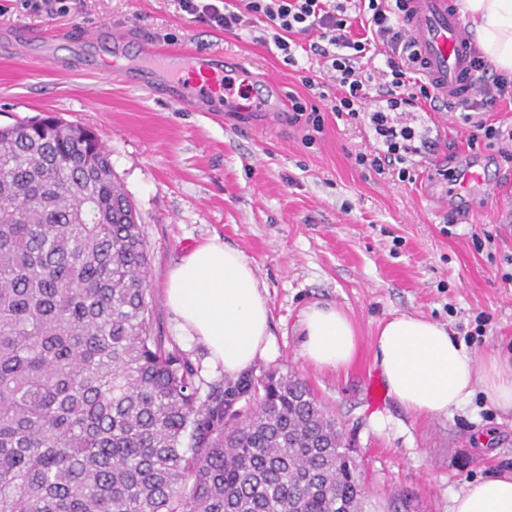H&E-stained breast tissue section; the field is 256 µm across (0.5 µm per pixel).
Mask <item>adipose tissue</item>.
<instances>
[{"label":"adipose tissue","instance_id":"1","mask_svg":"<svg viewBox=\"0 0 512 512\" xmlns=\"http://www.w3.org/2000/svg\"><path fill=\"white\" fill-rule=\"evenodd\" d=\"M481 52L512 75V0H458ZM166 304L186 336L203 343L213 364L236 378L273 350L267 288L239 249L211 239L185 252L171 268ZM301 358L336 371L355 359L359 338L340 308L313 304L300 320ZM373 363L397 403L414 415L443 416L483 393L512 412V356L476 361L444 323L399 314L378 331ZM451 512H512V470L469 485L452 499Z\"/></svg>","mask_w":512,"mask_h":512}]
</instances>
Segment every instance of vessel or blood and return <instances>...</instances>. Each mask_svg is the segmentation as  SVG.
Returning a JSON list of instances; mask_svg holds the SVG:
<instances>
[{
    "instance_id": "1",
    "label": "vessel or blood",
    "mask_w": 512,
    "mask_h": 512,
    "mask_svg": "<svg viewBox=\"0 0 512 512\" xmlns=\"http://www.w3.org/2000/svg\"><path fill=\"white\" fill-rule=\"evenodd\" d=\"M408 34L414 45L416 66L431 84L440 103L475 95L478 72L473 65L475 47L463 20L451 0H406ZM144 64L139 82L149 86L158 80L170 83L172 100L181 107L219 104L225 97L224 79L231 76L247 88L245 97L233 101L240 112H261L267 123L280 121L281 103H273L257 88L256 76L245 64L234 59L197 52H157L151 41L140 46ZM476 169L432 194L435 209L441 213L459 208L461 193L470 183L480 181Z\"/></svg>"
}]
</instances>
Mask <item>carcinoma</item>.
<instances>
[{"instance_id":"cac0c4a2","label":"carcinoma","mask_w":512,"mask_h":512,"mask_svg":"<svg viewBox=\"0 0 512 512\" xmlns=\"http://www.w3.org/2000/svg\"><path fill=\"white\" fill-rule=\"evenodd\" d=\"M148 274L94 133L0 128V512H363L360 464L308 386L271 371L201 395L152 332Z\"/></svg>"}]
</instances>
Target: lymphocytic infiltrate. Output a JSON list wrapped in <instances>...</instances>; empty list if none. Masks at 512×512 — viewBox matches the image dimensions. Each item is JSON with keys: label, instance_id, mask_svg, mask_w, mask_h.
Wrapping results in <instances>:
<instances>
[{"label": "lymphocytic infiltrate", "instance_id": "lymphocytic-infiltrate-1", "mask_svg": "<svg viewBox=\"0 0 512 512\" xmlns=\"http://www.w3.org/2000/svg\"><path fill=\"white\" fill-rule=\"evenodd\" d=\"M184 12L227 32L264 22L282 61L297 66L296 38L310 37L309 50L318 56L325 73L341 91L330 95L325 83L302 77L306 89L317 92L331 111L355 118L366 114L378 145L357 153V164L377 173L395 172L399 181L410 180L407 165L417 154L415 128L395 118L424 102H436L430 84L416 74L415 51L402 20L404 0H181ZM361 24L365 39L352 37L354 24ZM387 48L386 68L372 72L362 66L370 48ZM474 65L480 73L481 97L461 100L460 108L488 112L504 98L512 99V77L489 73L483 56Z\"/></svg>", "mask_w": 512, "mask_h": 512}]
</instances>
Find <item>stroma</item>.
<instances>
[{
	"label": "stroma",
	"instance_id": "obj_1",
	"mask_svg": "<svg viewBox=\"0 0 512 512\" xmlns=\"http://www.w3.org/2000/svg\"><path fill=\"white\" fill-rule=\"evenodd\" d=\"M136 34L115 59L112 26ZM71 31L54 52L76 57L75 71L0 53V126L51 113L92 130L141 220L150 254L148 300L154 330L199 369L202 390L225 382L206 347L183 336L165 301L170 269L186 249L219 238L252 261L269 294L274 352L249 369L304 379L343 426L363 464L365 512H393L411 497L413 512H450L455 492L512 468V413L476 394L446 416H416L390 395L373 400V342L400 313L448 324L477 357L512 350V162L499 145L470 142L475 121L512 127V100L494 111H448L447 124L417 156L413 182L357 166L374 145L367 125L324 113L313 143L288 120L267 128L259 112H208L177 106L128 81L140 59L138 35L165 48L221 52L271 72L282 94L308 97L298 67L274 44L248 31L229 34L196 21L179 0H61L46 13L22 0H0V46L43 32ZM102 33L98 45L79 41ZM475 166L459 214L437 215L429 200L440 169ZM342 309L356 326L360 349L341 371H323L299 355V320L311 304Z\"/></svg>",
	"mask_w": 512,
	"mask_h": 512
}]
</instances>
